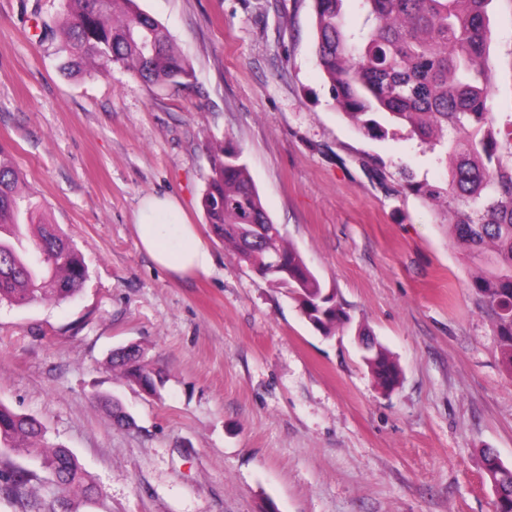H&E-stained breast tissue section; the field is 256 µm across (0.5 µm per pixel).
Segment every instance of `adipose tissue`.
Returning <instances> with one entry per match:
<instances>
[{
  "label": "adipose tissue",
  "mask_w": 512,
  "mask_h": 512,
  "mask_svg": "<svg viewBox=\"0 0 512 512\" xmlns=\"http://www.w3.org/2000/svg\"><path fill=\"white\" fill-rule=\"evenodd\" d=\"M134 224L140 248L172 280L212 270L214 254L189 220L178 197L145 195L134 214Z\"/></svg>",
  "instance_id": "obj_1"
}]
</instances>
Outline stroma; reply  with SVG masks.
Wrapping results in <instances>:
<instances>
[{"label": "stroma", "instance_id": "1", "mask_svg": "<svg viewBox=\"0 0 512 512\" xmlns=\"http://www.w3.org/2000/svg\"><path fill=\"white\" fill-rule=\"evenodd\" d=\"M189 59L187 84L59 71L43 27L63 0H0V145L78 248L72 299L0 303V403L38 419L85 474L68 512H495L481 451L512 468V370L472 269L404 173L447 171L400 129L368 137L316 63L313 0H138ZM495 111L512 113V0H494ZM240 152L268 214L335 289L353 327L324 336L286 289L240 263L202 207L213 141ZM172 194L211 247L180 281L142 251L134 212ZM399 365L384 390L355 326ZM140 347L159 395L113 372ZM120 402L133 425L112 421ZM35 473L37 451L0 455Z\"/></svg>", "mask_w": 512, "mask_h": 512}]
</instances>
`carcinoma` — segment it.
Masks as SVG:
<instances>
[{
  "label": "carcinoma",
  "instance_id": "obj_1",
  "mask_svg": "<svg viewBox=\"0 0 512 512\" xmlns=\"http://www.w3.org/2000/svg\"><path fill=\"white\" fill-rule=\"evenodd\" d=\"M344 0H314L318 65L336 106L358 130L385 137L403 127L446 168L443 186H407L437 207L479 272L472 285L491 316L500 355L512 368V113L493 111L490 61L493 0H358L363 15L345 25ZM63 40L57 47L65 73H102L119 67L150 89L186 84L189 60L165 27L135 0H64ZM207 223L224 246L270 285L286 288L305 318L324 336L351 317L285 238L268 233L272 219L240 153L216 141L202 197ZM37 196L25 189L9 151L0 147V301L26 305L74 296L86 279L84 261L60 228L46 222ZM384 388H394L398 365L383 347L364 357ZM112 370L150 395L161 374L127 345L109 356ZM40 422L0 404V450L44 443ZM57 484L82 479L74 455L47 451ZM34 474L0 471V483L24 509Z\"/></svg>",
  "mask_w": 512,
  "mask_h": 512
}]
</instances>
